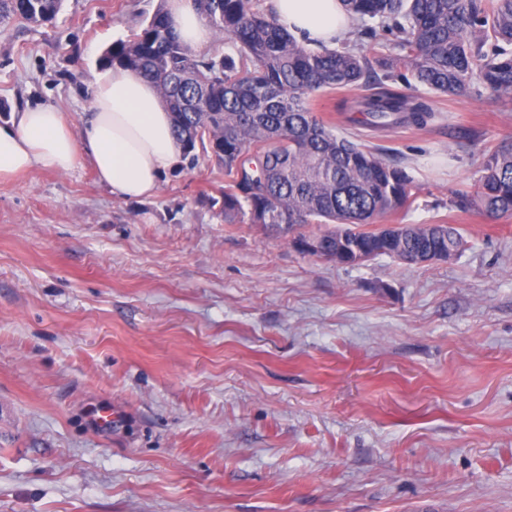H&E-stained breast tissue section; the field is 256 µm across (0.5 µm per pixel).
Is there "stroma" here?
<instances>
[{
	"label": "stroma",
	"instance_id": "1",
	"mask_svg": "<svg viewBox=\"0 0 512 512\" xmlns=\"http://www.w3.org/2000/svg\"><path fill=\"white\" fill-rule=\"evenodd\" d=\"M156 5L0 27V123L81 124L102 52ZM415 92L422 129L346 122L357 89L314 114L406 167L421 191L386 221L459 227L447 261L339 264L225 223L203 153L141 200L84 157L0 182V512H512V217L448 205L512 101Z\"/></svg>",
	"mask_w": 512,
	"mask_h": 512
}]
</instances>
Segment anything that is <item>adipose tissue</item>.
Wrapping results in <instances>:
<instances>
[{
  "label": "adipose tissue",
  "instance_id": "obj_1",
  "mask_svg": "<svg viewBox=\"0 0 512 512\" xmlns=\"http://www.w3.org/2000/svg\"><path fill=\"white\" fill-rule=\"evenodd\" d=\"M281 24L309 48L330 47L344 38L354 20L342 0H271ZM173 26L194 49L208 46L213 31L194 0H168ZM87 157L113 196H153L163 175L182 158L172 120L158 88L119 67L98 82L82 127L55 107L36 106L0 125V181L38 166L71 171Z\"/></svg>",
  "mask_w": 512,
  "mask_h": 512
}]
</instances>
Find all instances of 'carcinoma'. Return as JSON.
Wrapping results in <instances>:
<instances>
[{
    "label": "carcinoma",
    "mask_w": 512,
    "mask_h": 512,
    "mask_svg": "<svg viewBox=\"0 0 512 512\" xmlns=\"http://www.w3.org/2000/svg\"><path fill=\"white\" fill-rule=\"evenodd\" d=\"M64 0H0V26L15 20L52 22ZM209 26L227 37L223 47L198 53L175 33L159 0L138 31L113 42L100 64L135 71L155 84L172 112L183 154L201 148L224 168V220L269 224L293 233L328 224L317 256L358 263L412 250L426 257L458 255L464 238L451 224L426 230L399 224L363 231L417 197L419 184L377 150L361 147L321 123L312 102L321 94L361 84L359 123L372 128L422 127L430 105L381 86L375 70L407 86L458 95L476 82L512 99V0H343L358 22L377 19L394 36L395 53L368 57L356 46L309 49L300 45L271 9L252 0H199ZM478 188L458 190L448 205L512 217V137L483 157Z\"/></svg>",
    "instance_id": "1"
}]
</instances>
